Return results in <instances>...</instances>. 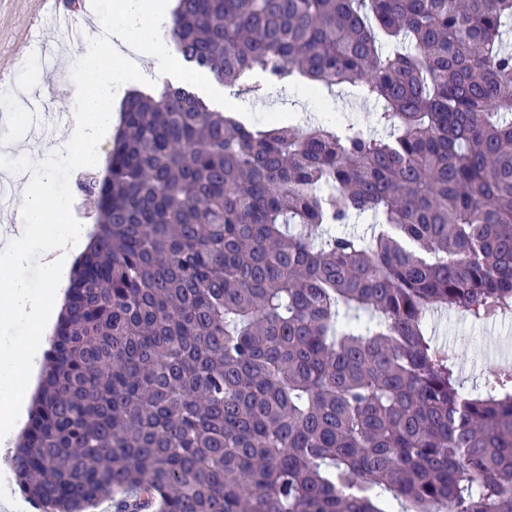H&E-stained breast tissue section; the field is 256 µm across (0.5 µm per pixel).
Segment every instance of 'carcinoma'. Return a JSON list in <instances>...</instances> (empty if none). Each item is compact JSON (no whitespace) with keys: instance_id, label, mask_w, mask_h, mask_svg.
I'll list each match as a JSON object with an SVG mask.
<instances>
[{"instance_id":"1","label":"carcinoma","mask_w":512,"mask_h":512,"mask_svg":"<svg viewBox=\"0 0 512 512\" xmlns=\"http://www.w3.org/2000/svg\"><path fill=\"white\" fill-rule=\"evenodd\" d=\"M511 32L512 0H176L215 84L358 83L386 134L124 100L11 456L38 512H512V365L466 393L427 332L512 309Z\"/></svg>"}]
</instances>
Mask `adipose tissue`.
Returning <instances> with one entry per match:
<instances>
[{
    "label": "adipose tissue",
    "instance_id": "1",
    "mask_svg": "<svg viewBox=\"0 0 512 512\" xmlns=\"http://www.w3.org/2000/svg\"><path fill=\"white\" fill-rule=\"evenodd\" d=\"M113 21L108 22L112 62L100 65L103 45L97 34H89L85 60L89 67L79 73L80 110L69 127L59 131L61 146L73 147L77 162L98 158V149L111 135L118 114L117 101L127 89L149 75L176 79L170 55L168 28L171 20L166 0H114ZM19 152L38 160L35 169L13 180L15 193L26 202L24 223L0 227V318L20 320L34 337L0 350V374L10 377L20 395L0 405V446L8 447L20 421L33 373L41 364V350L58 317L76 256L86 247L83 234L66 227L67 203L52 191V174L58 148L33 141L16 143ZM43 257L45 288L32 294L17 272L31 250Z\"/></svg>",
    "mask_w": 512,
    "mask_h": 512
}]
</instances>
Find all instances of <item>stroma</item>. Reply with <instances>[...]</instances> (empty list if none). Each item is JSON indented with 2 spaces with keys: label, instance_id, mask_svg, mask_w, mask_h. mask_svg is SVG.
<instances>
[{
  "label": "stroma",
  "instance_id": "obj_1",
  "mask_svg": "<svg viewBox=\"0 0 512 512\" xmlns=\"http://www.w3.org/2000/svg\"><path fill=\"white\" fill-rule=\"evenodd\" d=\"M41 0H0V167L29 168L30 159L15 151L16 140L42 135V116L31 108H19L11 90L35 85L49 111L71 115L78 111L77 92L72 75L57 63L56 51L64 39L42 18ZM243 111L252 125L263 127L273 120L287 121L289 113H308L312 122H326L328 115L370 128L369 104L353 90L335 91L332 107L323 110L319 101L309 98L302 86L281 82L272 85L262 97L244 94ZM430 335L445 345L456 362L465 390L493 381L495 369L512 362V318H493L481 323L450 311L435 313L428 320Z\"/></svg>",
  "mask_w": 512,
  "mask_h": 512
}]
</instances>
